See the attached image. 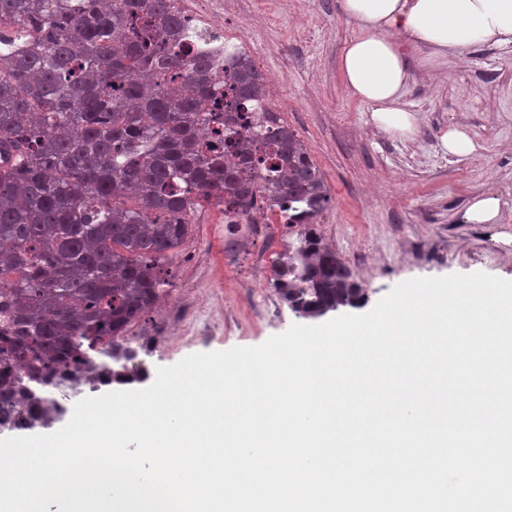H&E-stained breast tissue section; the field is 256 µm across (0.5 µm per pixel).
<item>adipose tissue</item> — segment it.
<instances>
[{"label":"adipose tissue","mask_w":512,"mask_h":512,"mask_svg":"<svg viewBox=\"0 0 512 512\" xmlns=\"http://www.w3.org/2000/svg\"><path fill=\"white\" fill-rule=\"evenodd\" d=\"M341 8L359 29L340 58L346 90L391 137L409 139L417 129L415 112L401 103L411 80L401 43L425 49L431 65L475 44L512 46V0H342Z\"/></svg>","instance_id":"adipose-tissue-1"}]
</instances>
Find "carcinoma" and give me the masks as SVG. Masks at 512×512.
<instances>
[{"label": "carcinoma", "instance_id": "1", "mask_svg": "<svg viewBox=\"0 0 512 512\" xmlns=\"http://www.w3.org/2000/svg\"><path fill=\"white\" fill-rule=\"evenodd\" d=\"M2 25L0 433L60 419L50 386L141 380L130 327L170 285L163 262L204 204L246 211L261 193L279 209L288 245L272 284L297 316L362 303L317 231L330 197L296 132L267 113L278 175L224 163L252 138L237 103L265 99L250 61L230 75L236 97H218L215 59L179 49L170 0H0Z\"/></svg>", "mask_w": 512, "mask_h": 512}]
</instances>
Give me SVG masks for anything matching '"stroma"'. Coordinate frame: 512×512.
Returning a JSON list of instances; mask_svg holds the SVG:
<instances>
[{
  "label": "stroma",
  "instance_id": "1",
  "mask_svg": "<svg viewBox=\"0 0 512 512\" xmlns=\"http://www.w3.org/2000/svg\"><path fill=\"white\" fill-rule=\"evenodd\" d=\"M264 75L282 84L270 102L320 167L330 201L322 238L349 265L369 312L395 285L415 277L485 272L512 280V50L471 46L427 65L404 45L413 79L401 100L416 112L412 139L373 127L370 108L352 98L339 67L358 29L341 0H224ZM466 127L479 148L452 157L439 148L448 126ZM502 202L498 224H462L457 216L480 193ZM210 223L193 225L166 265L172 286L163 306L132 332L143 337L147 380L161 366L202 352L253 347L299 318L287 306L261 311L275 295L263 261L284 249L280 224H257L243 247L227 246L217 205Z\"/></svg>",
  "mask_w": 512,
  "mask_h": 512
}]
</instances>
